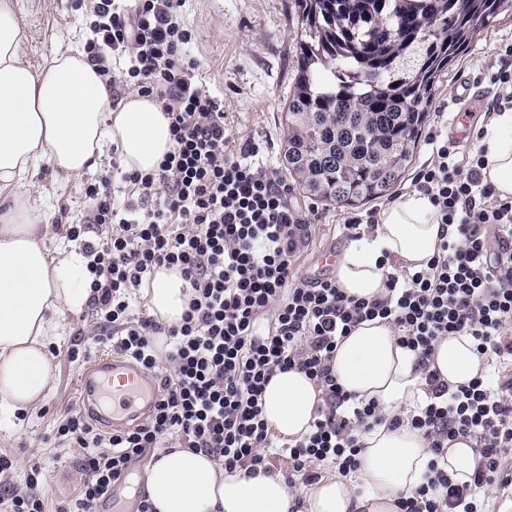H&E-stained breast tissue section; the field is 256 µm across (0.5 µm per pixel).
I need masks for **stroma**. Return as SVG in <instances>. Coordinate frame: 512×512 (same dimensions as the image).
Returning a JSON list of instances; mask_svg holds the SVG:
<instances>
[{"label": "stroma", "instance_id": "1", "mask_svg": "<svg viewBox=\"0 0 512 512\" xmlns=\"http://www.w3.org/2000/svg\"><path fill=\"white\" fill-rule=\"evenodd\" d=\"M23 24V59L42 65L53 53L82 51L87 31L80 18L83 0H10ZM293 0H184L182 13L192 34L189 52L201 64L202 83L209 94L224 103L226 121L235 142H261L266 159L282 170L287 127L283 116L296 75L298 33L301 24ZM512 41V14L492 19L477 38L465 47L443 75L435 91L426 135L421 138L415 159L404 178L392 190L406 192L413 177L430 155L429 134L455 138L466 144L481 131L489 99L480 85L481 67L492 58L502 42ZM472 87V108L466 122H456L459 106L456 87ZM112 167L104 155L96 170L79 178L55 174L41 166L34 178V201L44 228L55 245L68 244L69 225L82 223L87 209L84 188ZM291 203L309 220L310 235L297 260L301 274H308L312 256L327 247L344 249L346 239L340 226L350 209L325 205L293 191ZM98 321L93 306L61 318L59 336L48 351L53 358L54 379L50 391L34 408L8 414L0 410V454L13 460L0 481L16 489L27 487L32 467H39L46 512L77 496L84 476L77 467L82 451L58 443L55 433L64 416L78 409L77 381L89 359L102 352L95 341Z\"/></svg>", "mask_w": 512, "mask_h": 512}]
</instances>
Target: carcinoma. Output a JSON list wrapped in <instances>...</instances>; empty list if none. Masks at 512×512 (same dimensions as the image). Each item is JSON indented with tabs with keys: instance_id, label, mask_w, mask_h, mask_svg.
<instances>
[{
	"instance_id": "carcinoma-1",
	"label": "carcinoma",
	"mask_w": 512,
	"mask_h": 512,
	"mask_svg": "<svg viewBox=\"0 0 512 512\" xmlns=\"http://www.w3.org/2000/svg\"><path fill=\"white\" fill-rule=\"evenodd\" d=\"M283 165L310 198H383L415 158L440 76L512 0H294ZM436 22L432 33L425 25Z\"/></svg>"
}]
</instances>
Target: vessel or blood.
<instances>
[{"label": "vessel or blood", "instance_id": "vessel-or-blood-1", "mask_svg": "<svg viewBox=\"0 0 512 512\" xmlns=\"http://www.w3.org/2000/svg\"><path fill=\"white\" fill-rule=\"evenodd\" d=\"M79 389L83 411L115 429L144 419L159 398L157 381L113 351L98 354L84 366Z\"/></svg>", "mask_w": 512, "mask_h": 512}]
</instances>
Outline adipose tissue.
<instances>
[{
  "label": "adipose tissue",
  "mask_w": 512,
  "mask_h": 512,
  "mask_svg": "<svg viewBox=\"0 0 512 512\" xmlns=\"http://www.w3.org/2000/svg\"><path fill=\"white\" fill-rule=\"evenodd\" d=\"M22 39L17 13L0 0V189L9 190L11 200L0 213V406L12 411L45 397L54 377L46 344L62 315L90 300L87 261L76 246L55 251L31 203L28 174L47 165L81 177L96 169L110 143L126 170L149 172L173 148L169 120L154 99L134 94L113 109L109 87L83 55L56 52L35 69L21 55ZM480 144L487 150V180L501 199H512V109L493 116ZM441 228L427 195L402 194L340 254L339 287L352 296H381L387 265L425 269ZM145 294L152 315L170 324L181 320L191 297L180 274L166 269L155 273ZM430 364L453 387L485 370L468 336L440 340ZM331 368L344 391L376 401L385 416L363 434L353 474L294 489L274 470L230 473L206 453L169 448L146 470L155 512H398V499L421 485L431 459L419 430L389 424L425 402L417 359L389 323L375 319L339 342ZM320 402L314 382L291 369L275 372L260 406L275 434L292 442L308 432Z\"/></svg>",
  "instance_id": "1"
}]
</instances>
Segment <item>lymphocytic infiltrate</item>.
Masks as SVG:
<instances>
[{"instance_id": "obj_1", "label": "lymphocytic infiltrate", "mask_w": 512, "mask_h": 512, "mask_svg": "<svg viewBox=\"0 0 512 512\" xmlns=\"http://www.w3.org/2000/svg\"><path fill=\"white\" fill-rule=\"evenodd\" d=\"M183 0H90L86 59L113 90L155 99L170 120L174 145L158 168L124 172L84 188L89 209L69 227L92 275L98 340L154 377L161 396L147 420L105 434L77 410L57 428L82 448L85 478L58 512H93L112 483L166 439L221 462L226 471L270 470L288 463L289 485L316 483L325 468L348 476L361 436L382 417L376 402L356 401L337 383L331 361L340 341L364 321L391 324L414 352L427 402L410 423L434 456L426 481L398 502L399 512H486L488 492L512 451V199L484 176V150L461 154L431 138L432 160L413 180L452 234H440L426 269L392 270L383 297L347 295L335 279L309 281L296 260L308 226L288 184L255 142L231 147L224 105L200 82L188 57ZM487 115L512 107V43L489 75ZM111 227L93 241L91 225ZM177 269L191 289L179 323L136 312L133 289L160 268ZM472 337L488 374L450 387L429 360L451 335ZM298 369L321 389L306 435L281 444L260 397L275 371ZM468 438L480 455L459 485L437 464L451 442Z\"/></svg>"}]
</instances>
